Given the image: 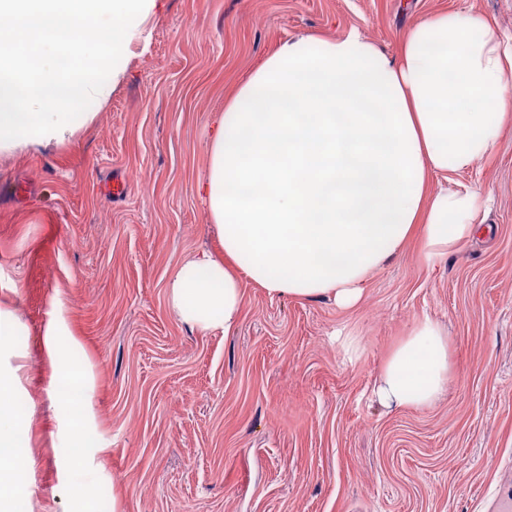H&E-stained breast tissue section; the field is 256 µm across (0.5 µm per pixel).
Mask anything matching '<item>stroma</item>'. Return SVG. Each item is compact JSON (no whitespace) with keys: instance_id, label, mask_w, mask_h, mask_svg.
<instances>
[{"instance_id":"1","label":"stroma","mask_w":512,"mask_h":512,"mask_svg":"<svg viewBox=\"0 0 512 512\" xmlns=\"http://www.w3.org/2000/svg\"><path fill=\"white\" fill-rule=\"evenodd\" d=\"M441 11L512 36V0H158L90 123L0 152V306L21 321L9 363L25 367L15 397L33 459L17 512L66 509L62 394L41 348L57 297L93 374V512H494L512 499V127L448 183L491 191L490 233L434 265L409 240L355 307L272 299L247 279L236 329L202 336L166 301L184 258L223 253L203 201L212 121L254 67L283 42L352 30L392 55ZM425 315L451 337L448 393L385 408L380 369Z\"/></svg>"}]
</instances>
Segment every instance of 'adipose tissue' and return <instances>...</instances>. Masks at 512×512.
<instances>
[{"label": "adipose tissue", "mask_w": 512, "mask_h": 512, "mask_svg": "<svg viewBox=\"0 0 512 512\" xmlns=\"http://www.w3.org/2000/svg\"><path fill=\"white\" fill-rule=\"evenodd\" d=\"M512 44L482 17L442 12L414 25L388 56L351 31L281 44L224 103L210 144L207 206L223 258L187 256L166 285L170 310L191 330L231 332L243 279L278 298L360 300L373 271L413 233L436 264L482 229L488 198L449 189V175L492 155L512 107ZM43 336L71 466L81 469L90 409L89 370L60 302ZM448 332L417 319L392 350L375 395L388 408L436 405L451 373ZM20 369L0 370V512L28 491L31 459L12 397Z\"/></svg>", "instance_id": "1"}]
</instances>
